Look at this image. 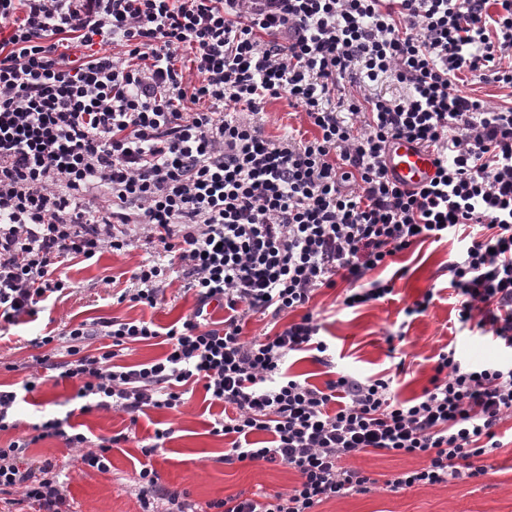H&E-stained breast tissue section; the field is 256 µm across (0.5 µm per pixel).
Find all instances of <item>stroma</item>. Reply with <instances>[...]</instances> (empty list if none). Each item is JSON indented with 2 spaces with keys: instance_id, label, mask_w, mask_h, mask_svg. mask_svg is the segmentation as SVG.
<instances>
[{
  "instance_id": "obj_1",
  "label": "stroma",
  "mask_w": 512,
  "mask_h": 512,
  "mask_svg": "<svg viewBox=\"0 0 512 512\" xmlns=\"http://www.w3.org/2000/svg\"><path fill=\"white\" fill-rule=\"evenodd\" d=\"M262 123L265 136L273 139L309 129L303 116L291 112L283 98L267 100ZM459 256V243L452 238L429 239L413 246L395 256L390 268L367 273L370 281L392 280L394 291L385 300L361 307L343 306L345 282L319 290L309 307L330 345L332 364L316 362L309 352L295 353L288 360L289 373L318 387L337 373L385 377L391 379L400 398L410 399L427 386L442 348H454L473 363L511 357L488 334L460 329L448 275L449 265ZM150 257L163 264L169 261L162 249L149 251L136 242L120 252H103L95 262L65 263L58 273L71 282L70 294L45 302L38 316H21L16 324L0 329V388L18 391L28 374L36 372L42 377L39 389L19 401L18 427L0 434V447L11 439L32 436L33 424L55 417H69L71 425L94 442L125 434V442L112 448V465L105 473L85 467L80 449L66 447L59 440L45 439L31 446V456L52 460L65 475L73 512H142L136 474L147 460L139 442L153 436L161 423L171 426L174 435L149 461L164 486L188 492L197 512H205L208 502L241 492L287 491L298 480L293 470L265 461L225 464L228 442L210 433L223 406L210 402L202 386L186 394L179 410H150L133 423L125 413L113 410L74 412L71 383L56 380L53 371L37 367L35 350L28 344L33 337L55 336L67 326L99 318L144 319L165 327L191 311L194 297L184 292L182 280L176 277L166 281L164 300L157 308L117 302L114 290L127 287L132 270ZM427 292L433 295L428 310L405 316V307ZM497 434L501 446L487 459L484 476L398 491L387 488V480L423 467V458L358 453L347 459V466L376 478L378 488L368 494L329 499L319 505L318 512H512V419L500 423Z\"/></svg>"
}]
</instances>
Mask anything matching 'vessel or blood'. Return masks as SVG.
I'll return each mask as SVG.
<instances>
[{"instance_id": "b4317fda", "label": "vessel or blood", "mask_w": 512, "mask_h": 512, "mask_svg": "<svg viewBox=\"0 0 512 512\" xmlns=\"http://www.w3.org/2000/svg\"><path fill=\"white\" fill-rule=\"evenodd\" d=\"M384 161L389 180L407 190L429 182L436 172L434 155L404 139L390 140Z\"/></svg>"}]
</instances>
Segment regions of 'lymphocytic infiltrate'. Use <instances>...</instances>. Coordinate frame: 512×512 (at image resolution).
<instances>
[{"mask_svg": "<svg viewBox=\"0 0 512 512\" xmlns=\"http://www.w3.org/2000/svg\"><path fill=\"white\" fill-rule=\"evenodd\" d=\"M0 321L35 315L65 295L64 262L132 245L179 264L195 305L159 329L105 319L30 339L35 361L76 382L80 413L117 410L137 421L178 410L186 385L228 407L211 433L230 439L228 464L266 461L295 470L285 492L239 493L213 512H315L323 501L367 494L376 481L344 466L359 452L425 458L388 480L399 490L483 476L512 418V362L472 364L440 352L421 396L399 400L388 380L341 375L317 387L288 374L293 352L329 345L305 307L321 288L356 285L343 304L393 288L366 281L426 239L471 230L450 267L461 327L490 328L512 349V105L461 94L458 74L512 86V0H0ZM81 53H61L63 36ZM123 47L116 57L96 43ZM392 78L400 98L348 95V84ZM287 99L312 138L271 139L257 120ZM436 157L425 185L403 190L384 167L389 140ZM105 205H95V198ZM167 268L132 272L119 301L150 308ZM224 310L207 324V308ZM300 320L274 335L241 337L249 317ZM96 336L109 345L90 349ZM163 338L168 352L117 365L119 348ZM64 419L35 425V439L0 448V494L22 489L35 512L68 508L52 461L28 453L57 438L81 462L109 471L122 435L85 450ZM267 436L265 446L252 438Z\"/></svg>", "mask_w": 512, "mask_h": 512, "instance_id": "lymphocytic-infiltrate-1", "label": "lymphocytic infiltrate"}]
</instances>
